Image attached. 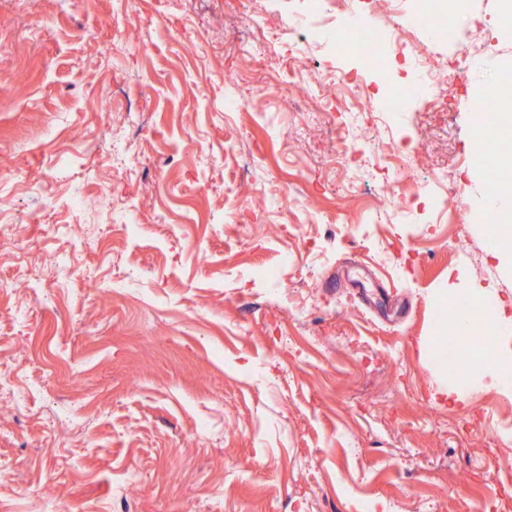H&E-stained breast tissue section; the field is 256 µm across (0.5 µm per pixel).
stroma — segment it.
<instances>
[{
  "instance_id": "35a3bbf8",
  "label": "stroma",
  "mask_w": 512,
  "mask_h": 512,
  "mask_svg": "<svg viewBox=\"0 0 512 512\" xmlns=\"http://www.w3.org/2000/svg\"><path fill=\"white\" fill-rule=\"evenodd\" d=\"M306 3L0 0V512H512V389L432 399L438 294L512 301L465 164L505 2L446 0L448 100L398 112L316 84L367 58Z\"/></svg>"
}]
</instances>
